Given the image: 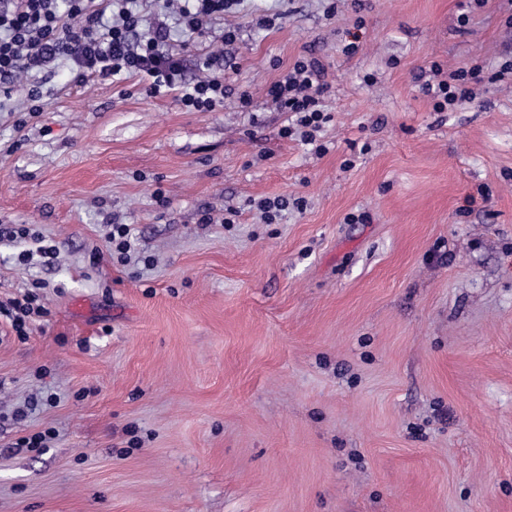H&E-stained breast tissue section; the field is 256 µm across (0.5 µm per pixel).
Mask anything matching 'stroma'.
Instances as JSON below:
<instances>
[{
  "instance_id": "35a3bbf8",
  "label": "stroma",
  "mask_w": 512,
  "mask_h": 512,
  "mask_svg": "<svg viewBox=\"0 0 512 512\" xmlns=\"http://www.w3.org/2000/svg\"><path fill=\"white\" fill-rule=\"evenodd\" d=\"M363 4L241 0L190 41L193 74L239 28L251 112L63 60L41 112L0 101V225L57 247L0 240V303L38 279L49 310L0 319V512H512V0ZM309 53L321 156L265 96ZM435 61L482 67L473 101L433 110ZM277 196L305 207L261 223ZM106 226L109 230L105 235V243L107 250L112 255L115 250L119 254L118 259L121 262L129 259L131 252L135 250V239L131 233L130 225L122 224L115 217L106 221Z\"/></svg>"
}]
</instances>
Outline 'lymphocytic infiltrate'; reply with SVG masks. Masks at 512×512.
Wrapping results in <instances>:
<instances>
[{"label": "lymphocytic infiltrate", "mask_w": 512, "mask_h": 512, "mask_svg": "<svg viewBox=\"0 0 512 512\" xmlns=\"http://www.w3.org/2000/svg\"><path fill=\"white\" fill-rule=\"evenodd\" d=\"M137 0H0V93L10 94L17 78L48 68L66 59L77 80L107 79L120 75L148 79V96L177 93L190 112H214L229 96H236L239 111L252 109L249 90L233 89L226 72L217 70L215 57L201 64L203 74L187 79L185 60L172 43L168 18H175L186 37H194L214 18L223 15L225 0H157L161 17L144 15ZM433 80L424 91L437 112H451L468 102L472 84L482 82L480 67L445 72L432 63ZM331 90L325 69L313 56L296 59L274 81L268 95L275 108L293 116L284 137H296L324 154L326 145L317 134L328 116L323 109ZM43 281L32 290L0 305L16 335H26L33 318L48 316L40 293Z\"/></svg>", "instance_id": "1"}]
</instances>
